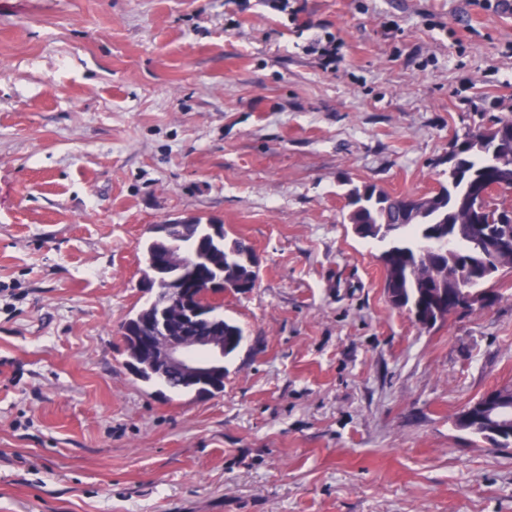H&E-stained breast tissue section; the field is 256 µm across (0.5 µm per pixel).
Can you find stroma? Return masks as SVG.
<instances>
[{"mask_svg": "<svg viewBox=\"0 0 512 512\" xmlns=\"http://www.w3.org/2000/svg\"><path fill=\"white\" fill-rule=\"evenodd\" d=\"M508 113L485 0H0V512H512V447L454 426L512 383V274L420 328L345 208ZM176 219L257 259L214 394L125 365Z\"/></svg>", "mask_w": 512, "mask_h": 512, "instance_id": "1", "label": "stroma"}]
</instances>
